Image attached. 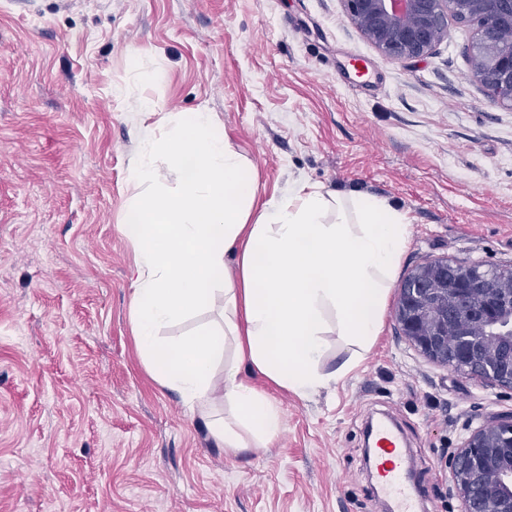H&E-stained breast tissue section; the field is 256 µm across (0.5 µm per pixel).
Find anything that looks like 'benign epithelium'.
Returning a JSON list of instances; mask_svg holds the SVG:
<instances>
[{
	"label": "benign epithelium",
	"instance_id": "7a95c632",
	"mask_svg": "<svg viewBox=\"0 0 512 512\" xmlns=\"http://www.w3.org/2000/svg\"><path fill=\"white\" fill-rule=\"evenodd\" d=\"M350 23L389 61L422 59L473 26L471 77L512 107V0H342ZM394 316L411 346L486 387L512 390V267L427 259L402 281ZM463 512H512V411L485 419L451 462Z\"/></svg>",
	"mask_w": 512,
	"mask_h": 512
}]
</instances>
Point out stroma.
<instances>
[{
  "label": "stroma",
  "mask_w": 512,
  "mask_h": 512,
  "mask_svg": "<svg viewBox=\"0 0 512 512\" xmlns=\"http://www.w3.org/2000/svg\"><path fill=\"white\" fill-rule=\"evenodd\" d=\"M472 43L454 22L433 56L388 61L341 0H0V512H377L372 419L400 435L421 512H462L448 461L512 391L429 361L388 310L329 388L253 377L285 429L232 453L209 425L223 399L190 412L145 366L122 225L141 136L204 106L256 170L255 208L296 179L357 190L408 216L399 275L512 266V108L471 78Z\"/></svg>",
  "instance_id": "1"
}]
</instances>
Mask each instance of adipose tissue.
<instances>
[{
    "label": "adipose tissue",
    "instance_id": "ef3b65f1",
    "mask_svg": "<svg viewBox=\"0 0 512 512\" xmlns=\"http://www.w3.org/2000/svg\"><path fill=\"white\" fill-rule=\"evenodd\" d=\"M160 154L180 171L178 187L135 196L123 220L136 252V342L154 379L192 409L208 403L223 364L225 415L213 435L236 452L265 447L283 416L250 376L306 398L359 364L382 330L407 216L386 199L303 181L253 211L256 174L202 107L143 137L131 179L155 184ZM212 307L214 325L161 339L164 325ZM335 338L347 356L327 372Z\"/></svg>",
    "mask_w": 512,
    "mask_h": 512
}]
</instances>
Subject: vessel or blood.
<instances>
[{
	"mask_svg": "<svg viewBox=\"0 0 512 512\" xmlns=\"http://www.w3.org/2000/svg\"><path fill=\"white\" fill-rule=\"evenodd\" d=\"M373 450L374 472L382 494L392 501L393 512H416L403 474L404 450L387 423H376Z\"/></svg>",
	"mask_w": 512,
	"mask_h": 512,
	"instance_id": "b4317fda",
	"label": "vessel or blood"
}]
</instances>
